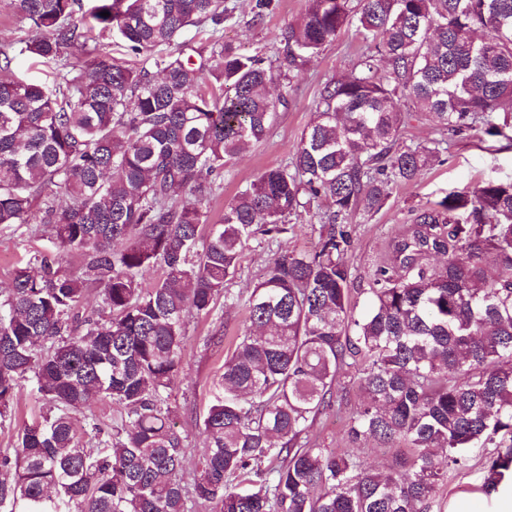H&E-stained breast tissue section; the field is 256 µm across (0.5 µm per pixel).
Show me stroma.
<instances>
[{"instance_id":"35a3bbf8","label":"stroma","mask_w":512,"mask_h":512,"mask_svg":"<svg viewBox=\"0 0 512 512\" xmlns=\"http://www.w3.org/2000/svg\"><path fill=\"white\" fill-rule=\"evenodd\" d=\"M233 9L224 24V40L240 51H262L274 59L279 45L278 34L289 23L300 18L307 7L306 0H271L264 12H257L256 0H226ZM21 24L8 14L6 0H0V53L12 56V72L18 77L43 81L49 78V67L33 63L19 55L15 39ZM365 50V43L355 29L343 31L304 71L281 84L280 92L287 96L286 108L267 138L252 145L228 163L220 177L221 188L210 202L211 220H219L224 205L236 192L256 179L264 170L286 161L294 153L311 114L319 89L326 79L350 72ZM512 177V145L476 134L453 138L444 163L425 169L415 182L391 187L390 204L374 215L357 214L352 220L354 246L346 260L353 272L356 287H367L376 265L392 258L391 241L402 234L427 202L437 200L451 190H462L475 183ZM327 201L314 203L312 211L303 212L295 221L293 231L279 245L260 238L247 241L235 277L227 285L234 304L217 300L210 312H189L185 319L186 342L178 371L166 391L167 404L185 448L184 467L195 470L204 455L202 421L218 396L223 395L224 340L244 335L249 327L246 301L263 276L269 259L276 249L310 250L318 239L319 211ZM61 254L64 265L81 267L83 257L78 252L59 253L46 226H0V302L4 301L14 269L40 255ZM358 405L357 392H350L342 411H328L317 417L310 433L325 448H345L349 442L346 422ZM54 409L37 392L32 381H23L13 403L0 412V449L18 445V435L25 424L53 414ZM78 431H88L98 424L103 438H111L121 423V410L111 400L95 397L87 406L73 413Z\"/></svg>"}]
</instances>
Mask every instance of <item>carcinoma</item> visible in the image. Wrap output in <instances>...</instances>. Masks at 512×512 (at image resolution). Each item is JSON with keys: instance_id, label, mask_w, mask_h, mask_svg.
<instances>
[{"instance_id": "obj_1", "label": "carcinoma", "mask_w": 512, "mask_h": 512, "mask_svg": "<svg viewBox=\"0 0 512 512\" xmlns=\"http://www.w3.org/2000/svg\"><path fill=\"white\" fill-rule=\"evenodd\" d=\"M90 2L7 3L28 25L19 54L61 70L49 84L0 78V225L49 226L84 271L18 267L0 303V408L31 374L57 410L0 451V512H434L466 470L483 493L511 480L512 179L418 211L367 288L344 256L350 220L442 162L451 137L512 140V0H308L275 68L224 42L226 0ZM190 27L209 32L195 57L179 43ZM350 27L368 52L322 85L289 161L237 191L197 249L216 179L287 102L269 88ZM413 120L439 138L404 144ZM320 199L332 206L317 247L275 252L248 297L251 329L224 359L188 479L164 398L185 314L230 300L246 241H280ZM154 265L163 278L145 290ZM90 284L103 307L83 318ZM349 385L347 438L391 452L382 468L309 438ZM93 394L126 417L87 448L69 412Z\"/></svg>"}]
</instances>
